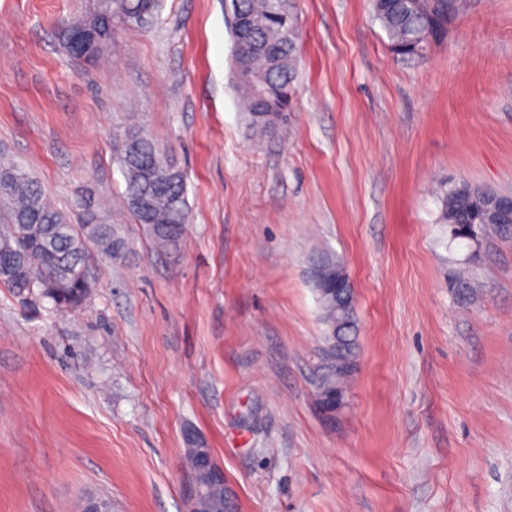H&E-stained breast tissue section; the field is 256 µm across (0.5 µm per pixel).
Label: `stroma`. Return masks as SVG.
Instances as JSON below:
<instances>
[{"mask_svg": "<svg viewBox=\"0 0 512 512\" xmlns=\"http://www.w3.org/2000/svg\"><path fill=\"white\" fill-rule=\"evenodd\" d=\"M420 57L370 0H287L300 31L286 138L234 88L230 0H162L93 63L62 29L95 0H0V158L78 223L105 203L127 255L87 252L72 309L0 288V512H187L183 431L236 512H512V233L440 223L448 181L512 193V0H467ZM186 174L190 220L156 247L128 208L130 130ZM355 289L357 370L336 418L316 381L309 276ZM466 273L472 299L450 283Z\"/></svg>", "mask_w": 512, "mask_h": 512, "instance_id": "1", "label": "stroma"}]
</instances>
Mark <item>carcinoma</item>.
I'll list each match as a JSON object with an SVG mask.
<instances>
[{"instance_id":"cac0c4a2","label":"carcinoma","mask_w":512,"mask_h":512,"mask_svg":"<svg viewBox=\"0 0 512 512\" xmlns=\"http://www.w3.org/2000/svg\"><path fill=\"white\" fill-rule=\"evenodd\" d=\"M159 0H96L85 21L95 25L106 16L112 24L143 28L157 11ZM233 14L246 21L236 52L237 87L247 102V120L262 136L277 133L288 111L296 77L298 25L285 0H231ZM462 0H372L373 15L385 30L391 52L399 57H419L447 37L448 19H457ZM131 158L122 166L126 199L136 221L155 244L178 248L189 218L184 172L166 157L164 147L152 138L131 132L125 139ZM487 189L466 182H450L441 195L440 221L453 227V239L472 235L462 223L469 207L484 206ZM0 202L6 207L0 241L13 252L4 257L15 262L0 287L17 294L37 292L60 309L81 305L93 281L86 265V243L92 242L109 258L121 255L124 240L117 225L109 224L84 204L80 223L50 206L38 182L11 162H0ZM325 335L337 323L355 324V309L337 308L330 296L318 295ZM351 375L338 372L320 377L317 390L324 394L346 391Z\"/></svg>"}]
</instances>
